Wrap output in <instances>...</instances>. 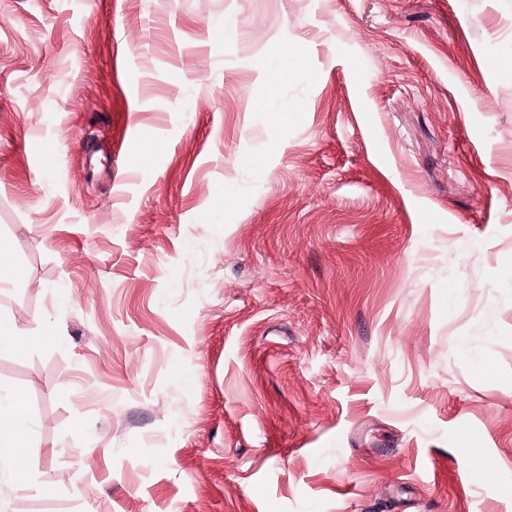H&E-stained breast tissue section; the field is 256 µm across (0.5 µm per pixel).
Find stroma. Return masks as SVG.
Returning a JSON list of instances; mask_svg holds the SVG:
<instances>
[{"mask_svg":"<svg viewBox=\"0 0 512 512\" xmlns=\"http://www.w3.org/2000/svg\"><path fill=\"white\" fill-rule=\"evenodd\" d=\"M0 240V512H512V0H0ZM31 446L30 415L25 395L14 391L0 401V475L1 480L26 487L23 474L24 449Z\"/></svg>","mask_w":512,"mask_h":512,"instance_id":"1","label":"stroma"}]
</instances>
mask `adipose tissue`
Instances as JSON below:
<instances>
[{"label":"adipose tissue","mask_w":512,"mask_h":512,"mask_svg":"<svg viewBox=\"0 0 512 512\" xmlns=\"http://www.w3.org/2000/svg\"><path fill=\"white\" fill-rule=\"evenodd\" d=\"M31 445L30 415L22 392L0 401V479L25 486L24 450Z\"/></svg>","instance_id":"obj_1"}]
</instances>
